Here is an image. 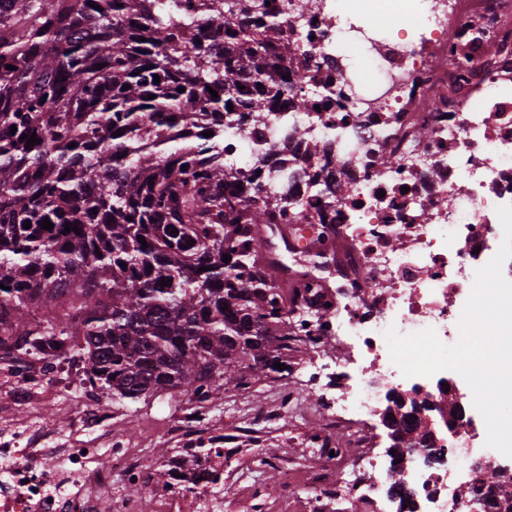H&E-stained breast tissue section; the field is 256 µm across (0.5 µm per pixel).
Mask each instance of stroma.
Here are the masks:
<instances>
[{
  "mask_svg": "<svg viewBox=\"0 0 512 512\" xmlns=\"http://www.w3.org/2000/svg\"><path fill=\"white\" fill-rule=\"evenodd\" d=\"M350 356L349 349L333 343L300 344L288 354L287 376L261 379L247 390L229 388L210 395L206 401L197 402L199 412L210 429L232 435L243 422L251 421L253 414L287 409V419L254 423L243 445L283 457L298 477H305L313 463L311 442L323 433L322 401L312 374L324 364L336 373L347 371ZM29 359V354L23 353L16 359L0 360V406L7 404L18 388L36 392L33 404L12 407L13 430L42 426L45 433L66 435L72 447L98 449V459L105 464L110 463L111 448L119 441L133 450L148 449L152 471L166 469L181 445L180 439L167 435L166 428L182 416L187 404L195 402L193 394L174 396L162 392L118 403L100 386L89 382L77 352H69L62 360H44L40 374L24 370L23 364ZM93 409L104 411L106 419L89 433L84 431L83 421ZM248 483L261 489L259 502L267 510L297 494L296 489L282 483L274 470L233 468L224 474V512H240L241 492Z\"/></svg>",
  "mask_w": 512,
  "mask_h": 512,
  "instance_id": "1",
  "label": "stroma"
}]
</instances>
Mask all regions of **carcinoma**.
<instances>
[{
  "label": "carcinoma",
  "instance_id": "carcinoma-1",
  "mask_svg": "<svg viewBox=\"0 0 512 512\" xmlns=\"http://www.w3.org/2000/svg\"><path fill=\"white\" fill-rule=\"evenodd\" d=\"M201 8L252 24L203 46L156 0H0V352L7 336L35 356L75 348L114 399L172 390L204 401L283 374L302 341L288 320L299 289L264 269L250 235L293 208L294 173L271 165L282 192L258 197L257 173L224 164L223 140L303 106L282 70L308 60L266 0ZM310 184L333 201L350 192L323 168ZM34 306L45 324L30 321ZM402 431L410 446L427 436L416 417Z\"/></svg>",
  "mask_w": 512,
  "mask_h": 512
}]
</instances>
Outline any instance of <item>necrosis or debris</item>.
<instances>
[{"instance_id": "necrosis-or-debris-1", "label": "necrosis or debris", "mask_w": 512, "mask_h": 512, "mask_svg": "<svg viewBox=\"0 0 512 512\" xmlns=\"http://www.w3.org/2000/svg\"><path fill=\"white\" fill-rule=\"evenodd\" d=\"M338 0H270L284 35L310 62L300 82L303 111L268 113L224 139V160L253 168L259 154L285 158L297 176L298 203L289 226L288 267L301 272L305 305L294 311L301 336L336 339L356 350L351 372L336 377L329 405L343 414L387 409L405 386L422 387L425 419L448 430L431 465L421 457L380 462L364 432L353 435L351 456L333 454L332 432L318 441L308 477L309 512H471L472 501L495 480L471 468L456 497L448 473L487 430L472 419L448 423L449 404L472 408V393L448 394L447 371L404 376L392 363L384 333L434 329L458 339L457 322L475 271L498 251L503 229L496 209L512 204V0H430L427 16L397 18L395 38L379 40L369 21L342 16ZM376 77L364 83L359 59ZM331 144L329 158L307 157L295 129ZM392 158L381 166L373 154ZM327 166L351 191L319 203L308 176ZM320 248L311 251L310 238ZM251 463L240 448H187L154 489L156 512H223L224 463ZM144 479L130 449L112 450V464L96 449L0 448V512H138L112 495V476ZM416 495L401 503L394 483Z\"/></svg>"}]
</instances>
